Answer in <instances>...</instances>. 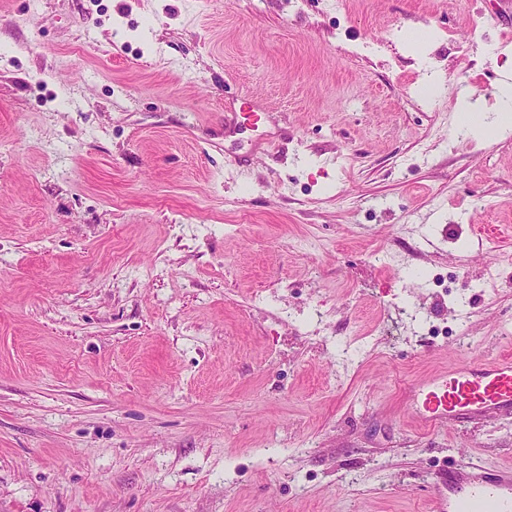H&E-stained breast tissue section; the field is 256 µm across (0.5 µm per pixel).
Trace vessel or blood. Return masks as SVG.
Returning <instances> with one entry per match:
<instances>
[{"mask_svg": "<svg viewBox=\"0 0 512 512\" xmlns=\"http://www.w3.org/2000/svg\"><path fill=\"white\" fill-rule=\"evenodd\" d=\"M408 404L434 426L496 418L512 410V357L464 361L412 388ZM473 504L482 512H512V473L490 474L475 465L449 472L438 512H468Z\"/></svg>", "mask_w": 512, "mask_h": 512, "instance_id": "obj_1", "label": "vessel or blood"}]
</instances>
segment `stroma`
Here are the masks:
<instances>
[{
  "mask_svg": "<svg viewBox=\"0 0 512 512\" xmlns=\"http://www.w3.org/2000/svg\"><path fill=\"white\" fill-rule=\"evenodd\" d=\"M509 74L512 0H0V512H434L512 468V414L407 404L512 354V128L459 119Z\"/></svg>",
  "mask_w": 512,
  "mask_h": 512,
  "instance_id": "1",
  "label": "stroma"
}]
</instances>
